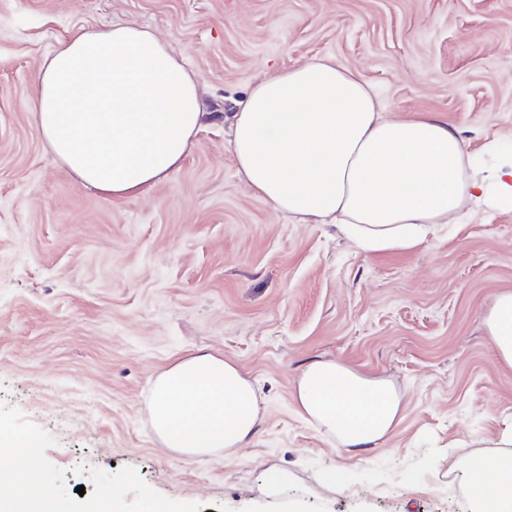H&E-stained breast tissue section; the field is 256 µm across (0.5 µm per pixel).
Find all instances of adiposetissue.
<instances>
[{"instance_id":"ef3b65f1","label":"adipose tissue","mask_w":512,"mask_h":512,"mask_svg":"<svg viewBox=\"0 0 512 512\" xmlns=\"http://www.w3.org/2000/svg\"><path fill=\"white\" fill-rule=\"evenodd\" d=\"M30 110L40 137L82 185L113 199L146 192L180 167L204 113L197 79L151 29H80L40 68ZM232 156L254 193L304 224H333L359 250L424 243L463 203L512 210V160L478 169L458 132L435 114L386 117L375 91L329 57L256 84L238 102ZM485 325L512 366V292ZM294 405L347 449L397 427L402 396L333 360L299 375ZM151 413L162 444L187 456L236 454L260 421V399L233 362L215 353L176 360L156 379ZM492 454L463 455L459 479L471 512H512V428ZM41 443L0 431V512L17 507L3 477L35 476Z\"/></svg>"}]
</instances>
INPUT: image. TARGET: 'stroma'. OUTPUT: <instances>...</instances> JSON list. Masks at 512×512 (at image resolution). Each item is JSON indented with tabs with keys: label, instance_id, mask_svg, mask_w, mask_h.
I'll return each instance as SVG.
<instances>
[{
	"label": "stroma",
	"instance_id": "1",
	"mask_svg": "<svg viewBox=\"0 0 512 512\" xmlns=\"http://www.w3.org/2000/svg\"><path fill=\"white\" fill-rule=\"evenodd\" d=\"M115 23L165 39L207 113L177 170L118 201L54 159L28 109L61 43ZM318 57L387 116L436 113L478 163L512 158V0H0V429L40 440L66 512H97L105 489L139 512L146 488L168 512H469L460 451L512 416L483 322L512 291V211L467 203L418 247L363 253L260 199L232 159L236 103ZM197 351L263 398L236 455L184 456L154 430L155 379ZM317 359L393 384L394 433L349 450L302 416L295 380ZM271 466L289 474L274 497Z\"/></svg>",
	"mask_w": 512,
	"mask_h": 512
}]
</instances>
